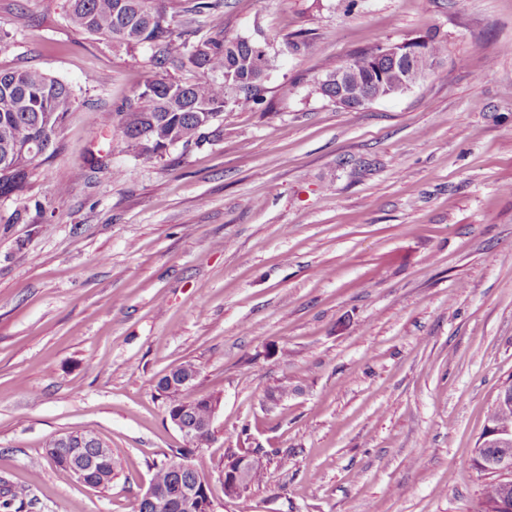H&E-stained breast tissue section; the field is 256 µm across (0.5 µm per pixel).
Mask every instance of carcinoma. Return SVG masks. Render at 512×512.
<instances>
[{"label":"carcinoma","mask_w":512,"mask_h":512,"mask_svg":"<svg viewBox=\"0 0 512 512\" xmlns=\"http://www.w3.org/2000/svg\"><path fill=\"white\" fill-rule=\"evenodd\" d=\"M179 2L183 12L194 15L214 12L223 5V0ZM69 18L79 30L105 37L119 47L135 49L147 43L155 46L154 58L161 68L188 64L202 74L192 83L163 76L151 79L136 94L135 104L129 111L99 113L101 125L118 129L145 163L156 160L173 143L188 148L199 145L209 135L218 136L219 129L211 128V124L229 101L245 108L260 103L258 92L270 67L273 50V43L265 38L255 41L220 35L192 43L188 40L190 32H175L174 17L158 6L156 0H69ZM423 50L424 54L415 61L419 76L430 61L444 54L445 44L429 36ZM378 51L377 46L357 50L351 59V75L370 85L372 95L382 99L386 86L400 81L405 69L378 60ZM255 59L262 66L254 65ZM74 105L72 88L59 79L38 70L0 72V195L20 193L27 185L33 159L14 161L15 145L34 140L51 146ZM195 373L196 366L186 363L165 373L156 384L167 401V412H182L189 424L207 415L205 401L186 391L171 396L167 388L170 379ZM46 454L64 481L76 479L75 468L83 463L92 468L84 481L90 487L105 489L115 477L112 456L99 460V449L91 444L78 452L53 438L46 446ZM171 456L189 458L192 463L190 469L180 473L166 462L156 468L152 484L173 495L194 481L199 473H208L214 467L224 472V463L213 464L196 448H173ZM501 495V483L492 480L483 489L474 512H489L484 505Z\"/></svg>","instance_id":"obj_1"}]
</instances>
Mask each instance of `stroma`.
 <instances>
[{
  "mask_svg": "<svg viewBox=\"0 0 512 512\" xmlns=\"http://www.w3.org/2000/svg\"><path fill=\"white\" fill-rule=\"evenodd\" d=\"M68 0H0V71L76 95L24 193L0 196V512H135L183 437L158 379L220 399L205 455L264 451L252 512H471L472 459L512 382V0H224L193 40L306 32L262 104L138 160L98 112L157 76L153 48L75 29ZM437 35L406 93L320 95L327 63ZM66 179V194L57 182ZM88 430L108 488L46 456ZM22 497H12L14 488Z\"/></svg>",
  "mask_w": 512,
  "mask_h": 512,
  "instance_id": "stroma-1",
  "label": "stroma"
}]
</instances>
